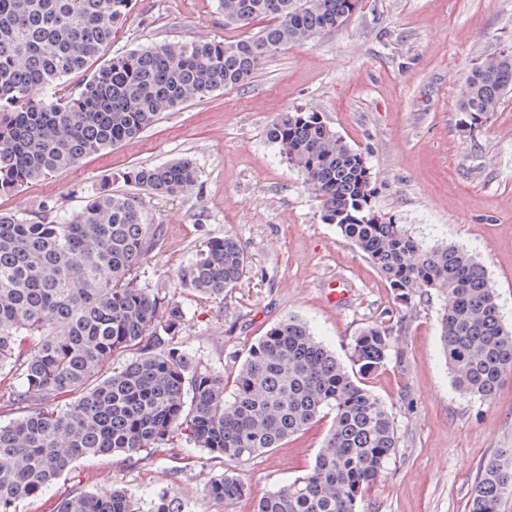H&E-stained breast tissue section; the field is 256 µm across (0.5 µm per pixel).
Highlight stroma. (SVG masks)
I'll use <instances>...</instances> for the list:
<instances>
[{"label": "stroma", "mask_w": 512, "mask_h": 512, "mask_svg": "<svg viewBox=\"0 0 512 512\" xmlns=\"http://www.w3.org/2000/svg\"><path fill=\"white\" fill-rule=\"evenodd\" d=\"M132 5L111 54L226 35L218 0ZM510 47L512 0H360L339 28L270 55L249 84L187 101L139 137L0 196V211L67 213L102 177L120 189L134 167L191 158L200 172L196 194L145 199L159 235L136 271L142 287L182 308L177 345L228 376L251 344L291 315L341 358L367 324L391 326L395 348L368 385L394 418L399 448L363 492L360 512H467L482 465L512 447V372L492 401L456 391L440 343L445 294L401 301L336 226L322 221L302 174L266 130L282 112L320 113L365 157L372 210L423 242L453 243L474 255L512 327V96L472 127L457 109L468 70ZM227 234L249 256L236 287L219 299L188 288L182 270L205 242ZM339 282L347 293L337 301L328 292ZM329 425L322 419L237 464L249 494L232 504L206 490L225 463L181 436L132 460L80 459L15 512H56L69 496L112 485L146 502L168 490L188 512H253L267 491L312 466Z\"/></svg>", "instance_id": "35a3bbf8"}]
</instances>
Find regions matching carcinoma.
Listing matches in <instances>:
<instances>
[{"instance_id": "carcinoma-1", "label": "carcinoma", "mask_w": 512, "mask_h": 512, "mask_svg": "<svg viewBox=\"0 0 512 512\" xmlns=\"http://www.w3.org/2000/svg\"><path fill=\"white\" fill-rule=\"evenodd\" d=\"M131 0H0V196L129 141L193 98L248 83L265 58L340 27L359 0H219L224 29L256 22L224 40L151 44L104 58ZM82 80L54 96L67 79ZM512 92V59L472 67L458 111L476 122ZM267 138L304 177L322 221L334 224L378 269L399 298L447 295L440 339L455 388L493 400L512 371V329L500 319L483 266L455 244H426L371 210L364 156L316 112H284ZM133 192L96 184L59 217L0 211V371L19 365L21 401L65 395L54 412L32 407L0 425V512L40 495L76 461L131 460L178 430L196 447L239 463L281 447L331 416L312 467L265 494L254 512H359L363 490L397 448L395 422L366 380L393 350L391 328L368 324L346 366L307 322L290 316L249 348L232 381L202 367L170 334L183 320L174 302L141 287L132 272L159 229L143 196L194 192L188 158L125 173ZM232 235L207 242L185 268L184 283L221 298L247 267ZM131 351L121 368L112 357ZM226 504L248 493L225 470L207 483ZM512 494V448L498 449L471 489L467 512H499ZM57 512H184L162 491L148 510L123 488L79 493Z\"/></svg>"}]
</instances>
